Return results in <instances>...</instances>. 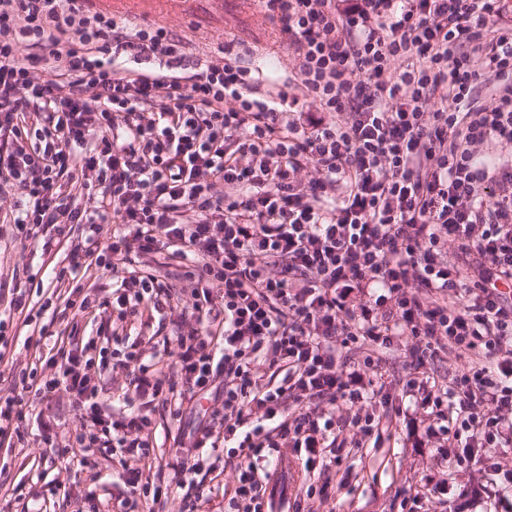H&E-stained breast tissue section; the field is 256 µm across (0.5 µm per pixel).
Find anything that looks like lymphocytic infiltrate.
<instances>
[{
	"label": "lymphocytic infiltrate",
	"mask_w": 512,
	"mask_h": 512,
	"mask_svg": "<svg viewBox=\"0 0 512 512\" xmlns=\"http://www.w3.org/2000/svg\"><path fill=\"white\" fill-rule=\"evenodd\" d=\"M298 51L301 89L327 117H290L284 94L260 96L228 55L182 80L189 59L163 27L116 40L112 16L77 0H0V213L25 240L73 241L69 270L112 231L124 261L177 258L191 286L178 311L158 277L130 270L120 321L175 315L172 362L132 368L129 414L107 419L98 387L69 352L32 381L41 398L75 394L103 448L146 457L139 433L155 401L182 409L222 385L214 420L234 457L228 512H264L272 464L290 449L305 472L340 463V433L362 448L379 432L356 404L391 393L341 359L353 344L407 342L418 408L435 416L451 465L512 444V22L506 0H262ZM51 47L62 78L36 81ZM157 59L165 72L106 66ZM402 62L397 75L393 63ZM493 75L498 94L473 89ZM440 106L425 111L431 97ZM320 178L302 188L301 173ZM94 206H84V198ZM451 348L471 356L448 385L417 371ZM283 369L278 386L258 362ZM190 441L170 477L181 512L205 499Z\"/></svg>",
	"instance_id": "1"
}]
</instances>
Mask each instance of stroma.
<instances>
[{"mask_svg": "<svg viewBox=\"0 0 512 512\" xmlns=\"http://www.w3.org/2000/svg\"><path fill=\"white\" fill-rule=\"evenodd\" d=\"M107 13L125 26L162 25L182 39L191 61L223 65L225 48L240 56L242 66L258 76L261 90L282 92L296 99L297 111L312 117L321 112L303 100L297 75L294 45L269 19L261 0H113ZM70 244H52L50 252L21 240L13 225L0 223V313L8 316L6 334L11 344L0 359V396L21 393L40 360L49 359L46 345L38 341L35 326L19 314H10L9 302L16 288L30 291L31 306L53 298L56 288L52 269L62 267ZM123 268L79 267L76 276L89 299L87 309L55 300L60 314L54 324L61 351L95 340L87 356L99 361V349L113 326L98 314V307L112 301V283ZM39 292H31V284ZM380 367L368 368L367 377L382 378L403 412L385 417L382 406L369 410L381 418V433L366 448L330 466L323 477L305 479L298 463H290L280 475L275 512H405L406 500L416 497L414 512H512V487L504 486L503 471L512 469V446L487 448L480 464L451 468L448 449L437 447L427 436L415 398L403 393L410 372L408 348L400 343L381 352ZM26 418L19 437H0V512H177L179 494L168 482L169 466L181 454L176 439L209 425L216 404L215 391L196 394L182 416L173 417L168 404L156 402L148 411L143 430L151 444L142 462L125 457L120 449L74 448L68 454L58 444L75 435L81 410L73 394L50 399L25 396ZM49 422L42 433L40 422ZM225 446L199 451L201 467L196 474L208 498L205 512H224V487L234 471L226 467ZM138 466L149 478L147 488L131 489L128 468ZM447 481L445 493L436 486Z\"/></svg>", "mask_w": 512, "mask_h": 512, "instance_id": "1", "label": "stroma"}]
</instances>
